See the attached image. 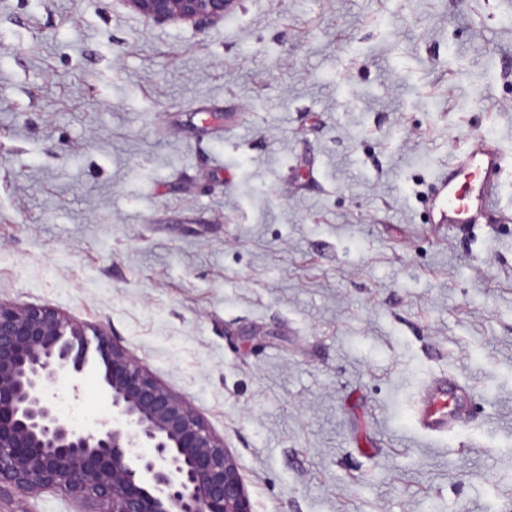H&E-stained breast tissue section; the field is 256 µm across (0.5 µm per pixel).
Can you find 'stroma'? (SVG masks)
Listing matches in <instances>:
<instances>
[{"label":"stroma","mask_w":512,"mask_h":512,"mask_svg":"<svg viewBox=\"0 0 512 512\" xmlns=\"http://www.w3.org/2000/svg\"><path fill=\"white\" fill-rule=\"evenodd\" d=\"M468 224L428 213L483 143ZM0 300L104 329L253 512H512V0H0ZM100 369L58 402L93 425ZM445 380L448 435L413 421ZM70 496L0 512H76ZM132 10L155 23L214 22L241 5V0H123ZM502 164L499 152H469L447 172L440 173L438 224H468L469 213L474 207L488 206Z\"/></svg>","instance_id":"35a3bbf8"}]
</instances>
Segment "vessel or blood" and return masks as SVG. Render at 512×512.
<instances>
[{
    "instance_id": "obj_1",
    "label": "vessel or blood",
    "mask_w": 512,
    "mask_h": 512,
    "mask_svg": "<svg viewBox=\"0 0 512 512\" xmlns=\"http://www.w3.org/2000/svg\"><path fill=\"white\" fill-rule=\"evenodd\" d=\"M502 164L503 159L499 152L484 150L464 155L455 166L440 173L438 182L441 223H468L469 213L473 208L488 206ZM455 409L454 401L445 393L433 395L421 410V429L429 434L445 431L448 417Z\"/></svg>"
}]
</instances>
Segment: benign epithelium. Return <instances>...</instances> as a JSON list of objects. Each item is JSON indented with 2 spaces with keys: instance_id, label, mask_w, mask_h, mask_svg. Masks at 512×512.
<instances>
[{
  "instance_id": "obj_1",
  "label": "benign epithelium",
  "mask_w": 512,
  "mask_h": 512,
  "mask_svg": "<svg viewBox=\"0 0 512 512\" xmlns=\"http://www.w3.org/2000/svg\"><path fill=\"white\" fill-rule=\"evenodd\" d=\"M156 23L214 22L241 0H124ZM111 414L79 429L54 401L88 369L86 326L0 301V494L61 491L88 512H252L237 463L196 410L102 329Z\"/></svg>"
}]
</instances>
